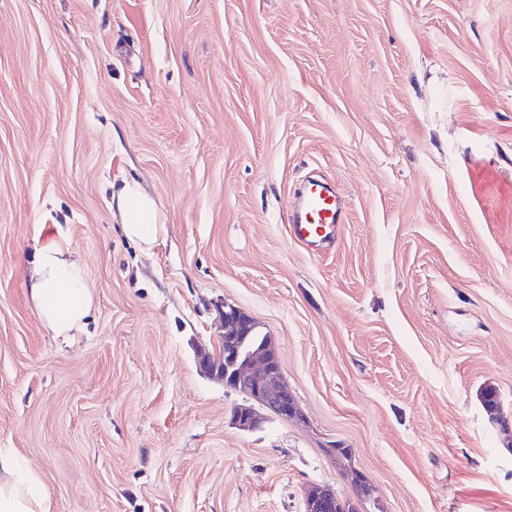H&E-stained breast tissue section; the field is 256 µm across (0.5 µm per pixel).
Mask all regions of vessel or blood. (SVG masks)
Masks as SVG:
<instances>
[{
	"instance_id": "obj_1",
	"label": "vessel or blood",
	"mask_w": 512,
	"mask_h": 512,
	"mask_svg": "<svg viewBox=\"0 0 512 512\" xmlns=\"http://www.w3.org/2000/svg\"><path fill=\"white\" fill-rule=\"evenodd\" d=\"M288 221L298 240L323 241L334 237L337 228L345 223V204L332 183L312 179L297 193Z\"/></svg>"
}]
</instances>
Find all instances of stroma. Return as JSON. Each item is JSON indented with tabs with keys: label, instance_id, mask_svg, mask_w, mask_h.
I'll list each match as a JSON object with an SVG mask.
<instances>
[{
	"label": "stroma",
	"instance_id": "35a3bbf8",
	"mask_svg": "<svg viewBox=\"0 0 512 512\" xmlns=\"http://www.w3.org/2000/svg\"><path fill=\"white\" fill-rule=\"evenodd\" d=\"M308 175L348 210L316 245ZM57 224L95 294L68 347L25 288ZM226 303L300 420L232 425L196 360ZM489 386L512 420V0H0V448L53 512H512ZM288 221L298 240L324 241L334 237L337 227L346 222L345 203L332 183L311 179L297 193ZM112 214L122 225L124 234L144 251H149L166 233L165 214L137 182L112 185ZM336 496V491L332 488L312 487L305 495L303 512H349L345 510L346 503L340 500L336 502Z\"/></svg>",
	"mask_w": 512,
	"mask_h": 512
}]
</instances>
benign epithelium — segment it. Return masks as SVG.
Masks as SVG:
<instances>
[{
  "mask_svg": "<svg viewBox=\"0 0 512 512\" xmlns=\"http://www.w3.org/2000/svg\"><path fill=\"white\" fill-rule=\"evenodd\" d=\"M224 334L218 349L197 351L200 370L220 380L244 398L234 407L233 424L242 431L260 428L265 416L300 420L295 398L283 381V368L271 336L259 332L258 323L241 309L224 304ZM336 490L315 486L304 499V512H334Z\"/></svg>",
  "mask_w": 512,
  "mask_h": 512,
  "instance_id": "1",
  "label": "benign epithelium"
}]
</instances>
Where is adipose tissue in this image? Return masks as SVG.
<instances>
[{
	"instance_id": "1",
	"label": "adipose tissue",
	"mask_w": 512,
	"mask_h": 512,
	"mask_svg": "<svg viewBox=\"0 0 512 512\" xmlns=\"http://www.w3.org/2000/svg\"><path fill=\"white\" fill-rule=\"evenodd\" d=\"M112 213L124 234L142 250H150L166 232L164 213L137 182L126 181L115 188ZM27 295L54 341L71 344L84 330L94 307V292L84 280L83 265L64 228H56L51 237L37 243ZM0 512H52L38 476L7 451H0Z\"/></svg>"
}]
</instances>
